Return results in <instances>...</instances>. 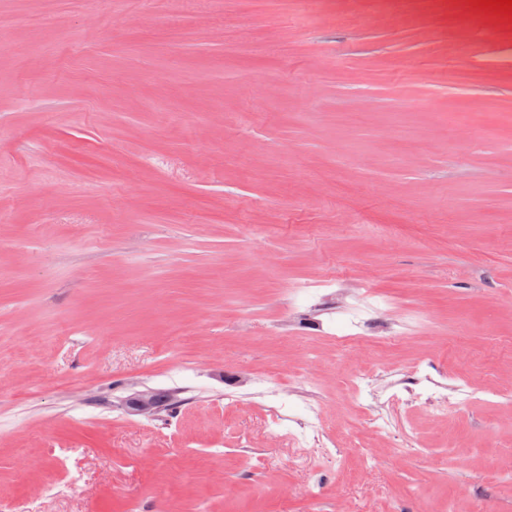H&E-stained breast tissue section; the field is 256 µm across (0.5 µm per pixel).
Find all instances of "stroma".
Wrapping results in <instances>:
<instances>
[{
  "instance_id": "obj_1",
  "label": "stroma",
  "mask_w": 512,
  "mask_h": 512,
  "mask_svg": "<svg viewBox=\"0 0 512 512\" xmlns=\"http://www.w3.org/2000/svg\"><path fill=\"white\" fill-rule=\"evenodd\" d=\"M383 2L0 0V512H512V22Z\"/></svg>"
}]
</instances>
